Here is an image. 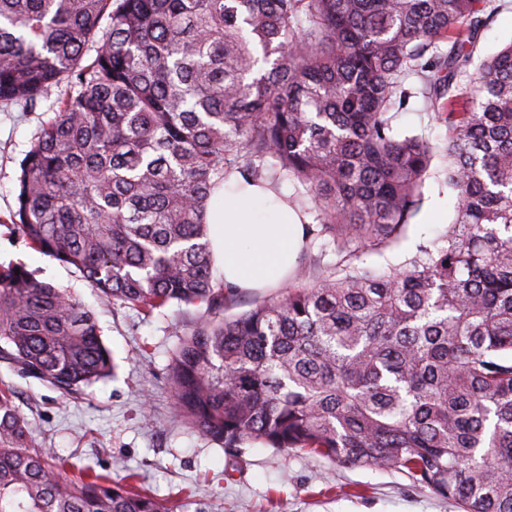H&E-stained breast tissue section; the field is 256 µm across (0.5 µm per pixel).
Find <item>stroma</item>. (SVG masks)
Returning <instances> with one entry per match:
<instances>
[{
  "label": "stroma",
  "instance_id": "1",
  "mask_svg": "<svg viewBox=\"0 0 512 512\" xmlns=\"http://www.w3.org/2000/svg\"><path fill=\"white\" fill-rule=\"evenodd\" d=\"M68 91V82H61L33 110L0 102V264L25 263L38 279L70 290L92 309L114 371L65 399L0 361V384L13 389L36 445L150 491L170 512H460L453 501L397 471L349 468L259 442L228 450L180 422L168 363L204 308L171 304L146 314L118 302L100 303L80 272L29 248L12 224L20 163ZM392 125L397 133L421 134L439 146L448 141L447 126L418 97L395 112ZM446 164L444 155L434 158L421 213L394 244L365 252L366 266L388 269L437 241L454 215ZM346 258L332 237L323 235L312 239L295 265L312 282Z\"/></svg>",
  "mask_w": 512,
  "mask_h": 512
}]
</instances>
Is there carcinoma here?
<instances>
[{
	"label": "carcinoma",
	"instance_id": "obj_1",
	"mask_svg": "<svg viewBox=\"0 0 512 512\" xmlns=\"http://www.w3.org/2000/svg\"><path fill=\"white\" fill-rule=\"evenodd\" d=\"M490 0H0V101L70 92L20 164L17 233L104 303L207 315L168 364L176 415L396 470L463 512H512V41L476 61ZM96 55L85 61L90 44ZM448 127L454 218L434 248L350 263L224 316L207 213L229 176L299 181L338 248L388 247L436 152L399 135L412 97ZM0 359L64 396L109 377L91 310L0 265ZM34 446L0 388V512H168Z\"/></svg>",
	"mask_w": 512,
	"mask_h": 512
}]
</instances>
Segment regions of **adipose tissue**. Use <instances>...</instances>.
Instances as JSON below:
<instances>
[{
	"mask_svg": "<svg viewBox=\"0 0 512 512\" xmlns=\"http://www.w3.org/2000/svg\"><path fill=\"white\" fill-rule=\"evenodd\" d=\"M207 215L213 266L238 289L275 286L286 278L305 239V219L269 183L231 176Z\"/></svg>",
	"mask_w": 512,
	"mask_h": 512,
	"instance_id": "1",
	"label": "adipose tissue"
}]
</instances>
